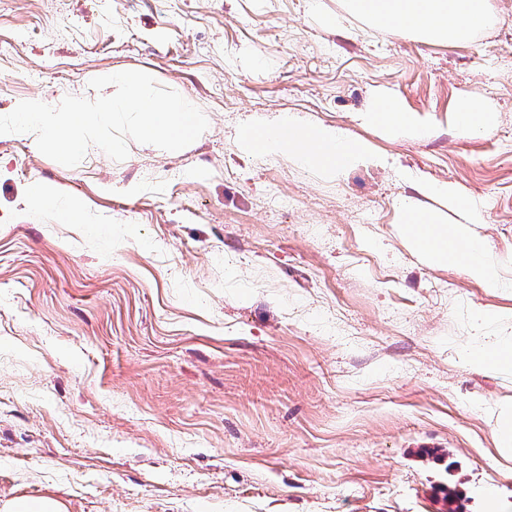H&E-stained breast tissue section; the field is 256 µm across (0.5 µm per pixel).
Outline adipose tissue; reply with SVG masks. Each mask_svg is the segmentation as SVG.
Returning a JSON list of instances; mask_svg holds the SVG:
<instances>
[{
    "mask_svg": "<svg viewBox=\"0 0 512 512\" xmlns=\"http://www.w3.org/2000/svg\"><path fill=\"white\" fill-rule=\"evenodd\" d=\"M348 19L427 42L464 45L490 26V0H342L340 13L330 23L337 26ZM361 121L389 138H425L432 130L425 117L386 94L376 95ZM254 127L257 138L254 143H243L244 151L268 160L288 158L330 178L357 166L383 162L371 142L336 125L303 124L296 115L283 113L271 121H255ZM410 180L414 195L402 197L396 207L404 243L430 267L459 263L477 283L506 287L485 243L471 230L483 221L482 204L462 194L456 184L415 174ZM466 359L480 367L512 368V336H480Z\"/></svg>",
    "mask_w": 512,
    "mask_h": 512,
    "instance_id": "ef3b65f1",
    "label": "adipose tissue"
}]
</instances>
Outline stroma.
Instances as JSON below:
<instances>
[{
  "label": "stroma",
  "mask_w": 512,
  "mask_h": 512,
  "mask_svg": "<svg viewBox=\"0 0 512 512\" xmlns=\"http://www.w3.org/2000/svg\"><path fill=\"white\" fill-rule=\"evenodd\" d=\"M308 0H6L0 116L19 99L138 69L209 126L167 152L90 147L64 166L0 139V503L68 512H512L490 412L512 372L465 355L478 312H512L397 230L407 173L485 206L473 232L512 281V0L467 45L328 28ZM385 90L424 139L359 124ZM493 102L465 135L459 99ZM373 142L385 162L330 179L241 151L257 115ZM89 209L60 223L31 183ZM2 512H66L62 501L53 496H43L37 499L19 498L5 503Z\"/></svg>",
  "instance_id": "1"
}]
</instances>
